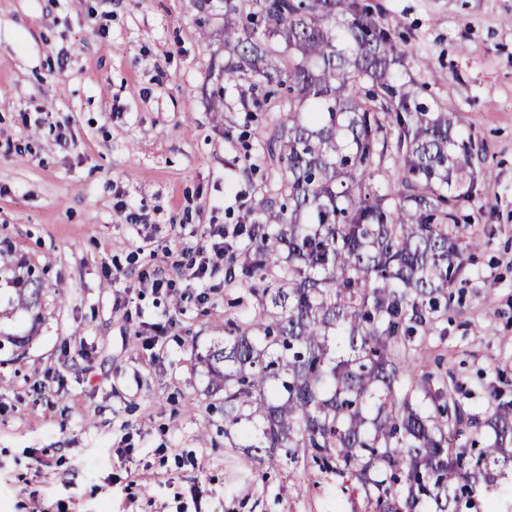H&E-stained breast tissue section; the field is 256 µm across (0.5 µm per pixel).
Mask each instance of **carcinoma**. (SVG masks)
Here are the masks:
<instances>
[{"instance_id":"carcinoma-1","label":"carcinoma","mask_w":512,"mask_h":512,"mask_svg":"<svg viewBox=\"0 0 512 512\" xmlns=\"http://www.w3.org/2000/svg\"><path fill=\"white\" fill-rule=\"evenodd\" d=\"M246 114L276 103L254 199L225 263L267 281L260 317L197 357L224 438L260 464L299 457L358 484L367 512H483L512 464V401L481 417L432 394L406 343L427 331L475 237L458 212L480 168L457 113L402 71L409 51L357 0H220ZM391 168L396 184L377 180ZM481 436L474 460L454 439Z\"/></svg>"}]
</instances>
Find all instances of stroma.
<instances>
[{"label":"stroma","instance_id":"obj_1","mask_svg":"<svg viewBox=\"0 0 512 512\" xmlns=\"http://www.w3.org/2000/svg\"><path fill=\"white\" fill-rule=\"evenodd\" d=\"M411 48L408 73L485 148L460 221L480 236L410 354L431 392L484 415L512 400V0H361ZM196 0H0V512H356L359 494L306 461L263 468L224 440L196 353L258 310L253 287L205 303L140 287L210 225L232 226L274 176L259 134L274 108L236 106ZM67 142L58 145V131ZM141 215L127 223L120 204ZM42 271L32 310L8 309ZM173 327L144 344L139 323ZM136 485H129V478Z\"/></svg>","mask_w":512,"mask_h":512}]
</instances>
